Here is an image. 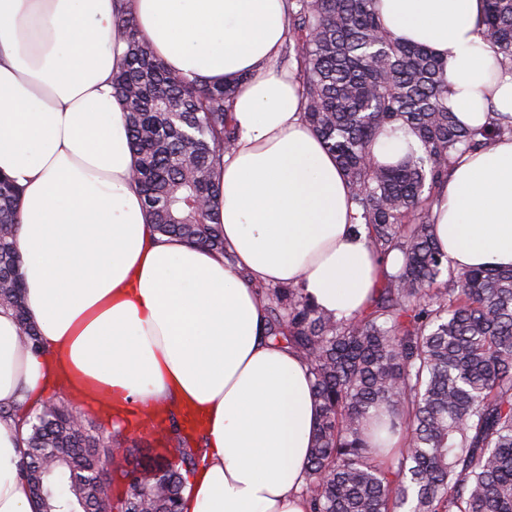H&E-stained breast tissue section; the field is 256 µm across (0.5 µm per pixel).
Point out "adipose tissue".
Segmentation results:
<instances>
[{
    "mask_svg": "<svg viewBox=\"0 0 512 512\" xmlns=\"http://www.w3.org/2000/svg\"><path fill=\"white\" fill-rule=\"evenodd\" d=\"M122 7L168 68L244 81L216 215L233 263L148 222L112 88ZM375 9L393 36L443 58L462 123L512 115L483 0ZM287 17L288 0H0V174L22 191L18 247L40 336L39 352L21 351L0 309V404L36 407L60 387L78 407L106 398L118 419L156 405L194 414L205 448L182 512H310L318 403L304 360L267 338L254 286H298L348 319L399 262L356 231L348 183L303 119L296 74L278 63ZM437 197L433 233L451 266L512 268V137L458 159ZM24 433L0 415V512H39Z\"/></svg>",
    "mask_w": 512,
    "mask_h": 512,
    "instance_id": "obj_1",
    "label": "adipose tissue"
}]
</instances>
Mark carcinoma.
I'll list each match as a JSON object with an SVG mask.
<instances>
[{
    "label": "carcinoma",
    "instance_id": "obj_1",
    "mask_svg": "<svg viewBox=\"0 0 512 512\" xmlns=\"http://www.w3.org/2000/svg\"><path fill=\"white\" fill-rule=\"evenodd\" d=\"M484 2L497 64L512 72V0ZM114 27L127 50L112 86L150 223L228 259L223 228L211 220L221 163L237 139L242 80H189L157 58L132 13L118 14ZM284 60L296 66L303 118L335 156L369 243L402 256L349 320L318 309L296 286L261 287L266 336L304 359L319 404L303 487L311 512H512V269L456 270L432 233L437 186L461 154L512 135V116L461 124L448 109L445 62L390 34L374 0H289ZM387 127L412 131L420 146L382 166L370 148ZM19 197L0 177V308L37 352ZM25 422L24 474L40 512L178 510L195 465L179 430L155 464L116 467L126 488L112 495L98 478L115 455L112 441L88 434L77 408L50 401ZM382 429L404 442L383 467L374 458Z\"/></svg>",
    "mask_w": 512,
    "mask_h": 512
}]
</instances>
